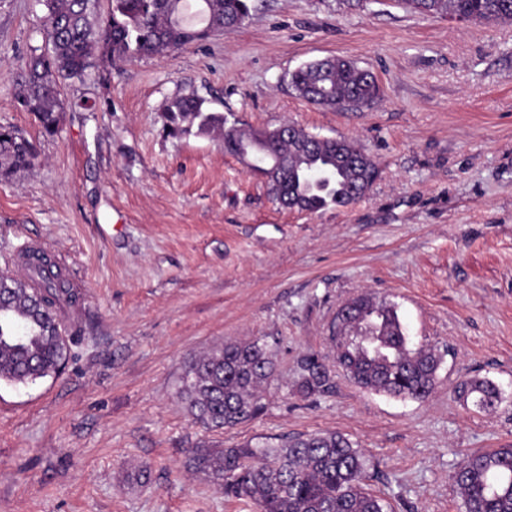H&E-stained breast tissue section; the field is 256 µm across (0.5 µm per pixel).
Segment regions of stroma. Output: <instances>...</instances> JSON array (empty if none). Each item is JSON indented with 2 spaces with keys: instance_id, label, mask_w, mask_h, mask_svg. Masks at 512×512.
I'll use <instances>...</instances> for the list:
<instances>
[{
  "instance_id": "stroma-1",
  "label": "stroma",
  "mask_w": 512,
  "mask_h": 512,
  "mask_svg": "<svg viewBox=\"0 0 512 512\" xmlns=\"http://www.w3.org/2000/svg\"><path fill=\"white\" fill-rule=\"evenodd\" d=\"M43 17L35 0H0V125L39 150L0 180V271L40 241L80 283L64 309L80 332L61 372L0 383V512H257L195 473L189 449L318 432L358 446L394 512H464L463 455L512 448V23L255 0L239 28L63 81L45 137L16 102L30 55L50 47ZM327 57L371 71L381 99L341 112L300 98L291 73ZM192 93L246 129L354 140L381 175L351 206L283 208L221 138L163 133L165 104ZM363 292L443 353L428 399L340 374L293 394L298 358L327 353L339 305ZM256 338L280 375L261 413L196 422L178 397L187 361ZM474 376L500 387L495 411L457 399Z\"/></svg>"
}]
</instances>
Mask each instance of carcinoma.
I'll list each match as a JSON object with an SVG mask.
<instances>
[{"mask_svg":"<svg viewBox=\"0 0 512 512\" xmlns=\"http://www.w3.org/2000/svg\"><path fill=\"white\" fill-rule=\"evenodd\" d=\"M427 15L465 18L475 23L512 22V0H393ZM51 50L31 58L16 100L30 112L44 136L60 127L65 104L62 81L82 76L99 58L113 64L163 55L203 41L211 33L240 27L251 0H109L103 22L94 20L93 0H43ZM300 98L324 108L353 110L380 97L375 76L339 58L315 61L291 75ZM170 137L216 133L224 151L239 156L244 143L261 133L235 127L197 95L172 100L163 112ZM255 165L281 169L266 177L275 200L316 212L333 204L346 207L363 197L379 177L374 160L354 141L314 140L298 128L293 141L256 145ZM34 141L12 126L0 125V179L32 169ZM0 381L27 384L55 374L69 357L71 342L59 337L54 306L69 289L47 281L35 303L33 292L17 279H0ZM334 366L358 386L394 397L425 399L434 390L443 355L408 335L397 308L385 299L361 294L344 302L332 324ZM269 345L259 339L226 341L192 360L180 381L179 397L192 415L210 428H232L262 408L261 388L274 377ZM332 370L316 353L302 358L293 391L302 398L325 392ZM455 394L484 412L502 402L489 380L471 377ZM190 463L206 474L224 496L253 502L258 512H388L385 500L365 483L367 460L339 433L290 438L280 446L247 443L234 448H193ZM455 487L464 507L479 512H512V448L474 452L458 464Z\"/></svg>","mask_w":512,"mask_h":512,"instance_id":"1","label":"carcinoma"}]
</instances>
